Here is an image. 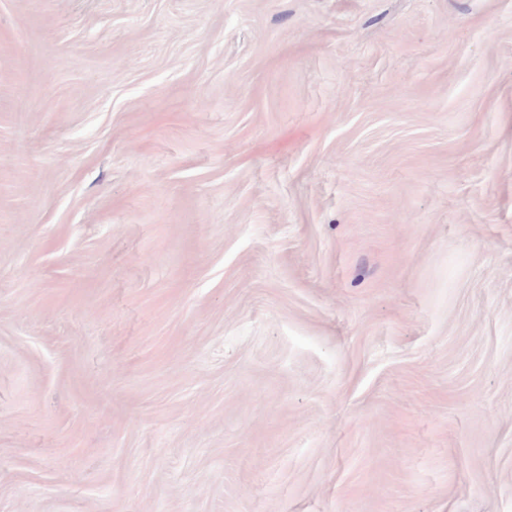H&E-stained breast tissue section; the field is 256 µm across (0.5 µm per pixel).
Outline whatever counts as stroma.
Wrapping results in <instances>:
<instances>
[{
  "label": "stroma",
  "mask_w": 512,
  "mask_h": 512,
  "mask_svg": "<svg viewBox=\"0 0 512 512\" xmlns=\"http://www.w3.org/2000/svg\"><path fill=\"white\" fill-rule=\"evenodd\" d=\"M0 512H512V0H0Z\"/></svg>",
  "instance_id": "1"
}]
</instances>
